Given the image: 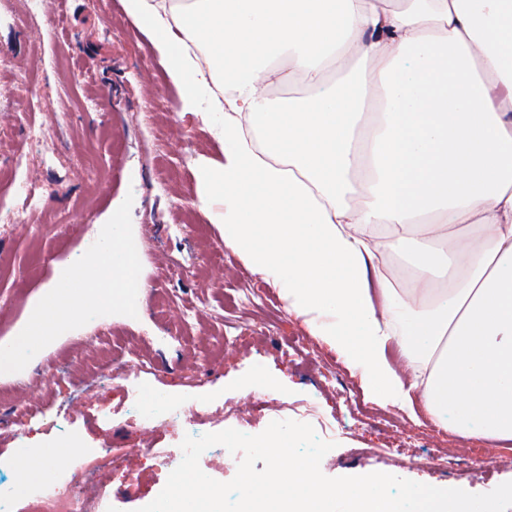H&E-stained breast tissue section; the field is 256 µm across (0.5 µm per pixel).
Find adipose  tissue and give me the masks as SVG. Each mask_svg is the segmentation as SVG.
Returning <instances> with one entry per match:
<instances>
[{
    "label": "adipose tissue",
    "mask_w": 512,
    "mask_h": 512,
    "mask_svg": "<svg viewBox=\"0 0 512 512\" xmlns=\"http://www.w3.org/2000/svg\"><path fill=\"white\" fill-rule=\"evenodd\" d=\"M122 3L221 146L193 205L225 250L374 401L512 440V0ZM134 260L101 227L32 336L136 287Z\"/></svg>",
    "instance_id": "ef3b65f1"
}]
</instances>
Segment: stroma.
Here are the masks:
<instances>
[{
	"mask_svg": "<svg viewBox=\"0 0 512 512\" xmlns=\"http://www.w3.org/2000/svg\"><path fill=\"white\" fill-rule=\"evenodd\" d=\"M0 52V341L27 326L34 303L45 297L61 264L84 251L96 226L123 225L135 242V273L143 285L111 313L74 322L39 346L32 361L0 369V413L51 396L63 404L79 389L80 399L72 400L77 414L64 423L47 417L37 434L46 449L65 445L71 435L87 447L113 449L140 474L126 495L105 492L104 512H136L161 492L167 477L141 450H174L178 432L171 425L148 437L135 433L119 385L160 388L174 407L197 409L207 433L238 428L249 392L264 383L292 402L316 396L326 418L341 415L339 391L317 396L312 383L327 370L345 380L349 371L318 347L305 367L282 358L288 338L305 330L274 291L266 293L277 311L274 329L205 360L215 337L243 324L250 312L243 300L255 277L233 254L225 256L220 286L184 283L175 291L176 305L157 312L154 294L168 287L171 262L205 264L211 247L223 244L219 225L192 205V162L219 146L197 118L179 113L177 90L121 0H0ZM25 154L29 165L17 167ZM23 176L39 181L43 195L21 206L13 180ZM182 317L184 334L170 335L171 323ZM116 336L127 354L113 364L117 387L108 392L81 368L105 356ZM154 358L168 361L171 371L139 369V362ZM42 365L59 367L64 376L53 392L39 383ZM329 439L335 447L321 462L329 477L385 472L475 494L512 481V441L438 432L397 412L388 423L346 420ZM468 448L485 463L470 465L465 476L420 463L438 450L457 457Z\"/></svg>",
	"mask_w": 512,
	"mask_h": 512,
	"instance_id": "1",
	"label": "stroma"
}]
</instances>
